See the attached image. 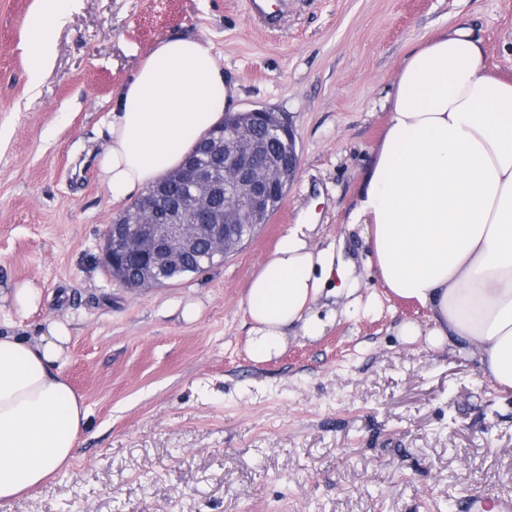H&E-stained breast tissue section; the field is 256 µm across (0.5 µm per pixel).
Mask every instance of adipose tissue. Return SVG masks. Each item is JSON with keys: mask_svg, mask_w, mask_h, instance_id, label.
I'll return each instance as SVG.
<instances>
[{"mask_svg": "<svg viewBox=\"0 0 512 512\" xmlns=\"http://www.w3.org/2000/svg\"><path fill=\"white\" fill-rule=\"evenodd\" d=\"M68 0H40L30 29L32 81L51 68L52 32ZM236 94L213 43L195 34L159 40L112 105L100 162L113 203L177 168ZM386 127L363 177L352 221L364 225L371 267L388 295L429 312L401 326L406 340L467 352L497 389L512 390V81L486 73L483 49L459 26L418 45L398 69ZM310 225L289 228L244 296L252 360L280 355L289 329L322 335L311 308L344 269L318 250ZM70 332L49 323L37 341L0 334V502L69 464L88 409L62 368Z\"/></svg>", "mask_w": 512, "mask_h": 512, "instance_id": "obj_1", "label": "adipose tissue"}]
</instances>
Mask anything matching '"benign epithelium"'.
Returning a JSON list of instances; mask_svg holds the SVG:
<instances>
[{
    "label": "benign epithelium",
    "instance_id": "1",
    "mask_svg": "<svg viewBox=\"0 0 512 512\" xmlns=\"http://www.w3.org/2000/svg\"><path fill=\"white\" fill-rule=\"evenodd\" d=\"M276 144L282 159H271ZM299 168L297 140L284 112L255 108L227 112L224 124L203 134L176 170L130 206L129 223L106 226L102 257L112 279L125 288H159L163 269L180 263L205 241L204 267L249 240L267 222L272 203L285 199ZM180 183L188 197L171 198ZM136 262L135 275L127 273Z\"/></svg>",
    "mask_w": 512,
    "mask_h": 512
}]
</instances>
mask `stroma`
Instances as JSON below:
<instances>
[{
	"label": "stroma",
	"mask_w": 512,
	"mask_h": 512,
	"mask_svg": "<svg viewBox=\"0 0 512 512\" xmlns=\"http://www.w3.org/2000/svg\"><path fill=\"white\" fill-rule=\"evenodd\" d=\"M36 0H0V330L67 323L63 374L89 409L70 464L0 512H442L512 501V392L401 324L418 304L360 283V305L322 304V336L253 361L242 304L289 227L372 255L351 223L385 126L383 102L420 42L470 28L489 73L512 80V0H288L276 28L246 0H71L47 77L31 86ZM215 46L228 109L287 113L300 169L252 239L160 288L113 282L104 230L124 212L99 160L112 95L160 39ZM42 301L17 310L15 288Z\"/></svg>",
	"instance_id": "obj_1"
}]
</instances>
